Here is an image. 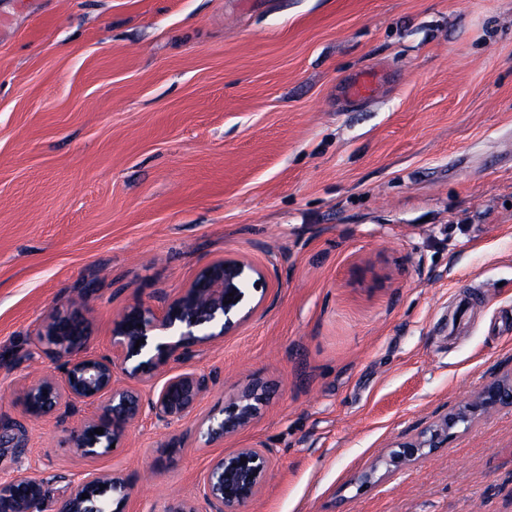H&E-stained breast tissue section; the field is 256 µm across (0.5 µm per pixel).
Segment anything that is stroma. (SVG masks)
<instances>
[{"label":"stroma","instance_id":"35a3bbf8","mask_svg":"<svg viewBox=\"0 0 512 512\" xmlns=\"http://www.w3.org/2000/svg\"><path fill=\"white\" fill-rule=\"evenodd\" d=\"M394 79L342 107L347 78ZM268 271L258 311L184 365L181 419L144 410L91 460L24 415L56 316L108 354L119 314L204 266ZM512 372V0H0V482L98 469L166 512L254 442L245 512H512V407L396 472L388 447ZM261 382L249 427L196 429ZM371 480H364V473Z\"/></svg>","mask_w":512,"mask_h":512}]
</instances>
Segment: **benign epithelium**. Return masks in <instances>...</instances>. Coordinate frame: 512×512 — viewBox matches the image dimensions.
I'll return each mask as SVG.
<instances>
[{
    "instance_id": "benign-epithelium-1",
    "label": "benign epithelium",
    "mask_w": 512,
    "mask_h": 512,
    "mask_svg": "<svg viewBox=\"0 0 512 512\" xmlns=\"http://www.w3.org/2000/svg\"><path fill=\"white\" fill-rule=\"evenodd\" d=\"M266 284L265 272L241 259L226 258L203 267L184 292L162 299L159 307L142 303L125 309L112 327L108 355L86 352L88 329L78 317L51 321L39 337L57 364L58 374L46 375L25 386L23 404L29 418L64 419L80 404H97L100 414L72 431L80 453L96 459L121 443L125 430L143 412L140 391L131 382H146L172 362L188 358L189 349L220 339L234 330V317L251 316L247 289ZM142 344H136V341ZM208 376L185 370L168 378L151 401L156 414L178 419L189 414L209 389ZM267 396V386L257 382L230 397L221 415L199 418V427L213 440L235 434L250 425ZM512 406V374L493 378L469 400L458 405L415 437L391 447L386 465L399 470L425 451L440 448L453 431L467 429L503 406ZM19 422L0 420V443L9 445ZM103 429V434L94 429ZM272 467L266 451L239 448L215 459L203 476L200 492L206 512H245ZM115 499H101L103 488ZM131 487L106 472H89L68 485L57 512H112V501L124 502ZM46 496L42 483L16 476L0 483V512H40Z\"/></svg>"
}]
</instances>
